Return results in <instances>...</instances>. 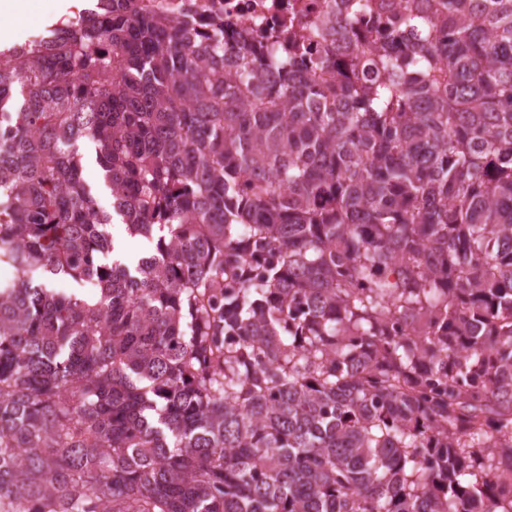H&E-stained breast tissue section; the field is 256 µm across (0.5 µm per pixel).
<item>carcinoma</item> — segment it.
Masks as SVG:
<instances>
[{"label":"carcinoma","instance_id":"obj_1","mask_svg":"<svg viewBox=\"0 0 512 512\" xmlns=\"http://www.w3.org/2000/svg\"><path fill=\"white\" fill-rule=\"evenodd\" d=\"M194 25L0 50V512H512V0ZM82 178L86 184L96 187L97 202L101 208L111 210L112 198L109 190L105 187L104 172L94 160L93 163L81 161Z\"/></svg>","mask_w":512,"mask_h":512}]
</instances>
